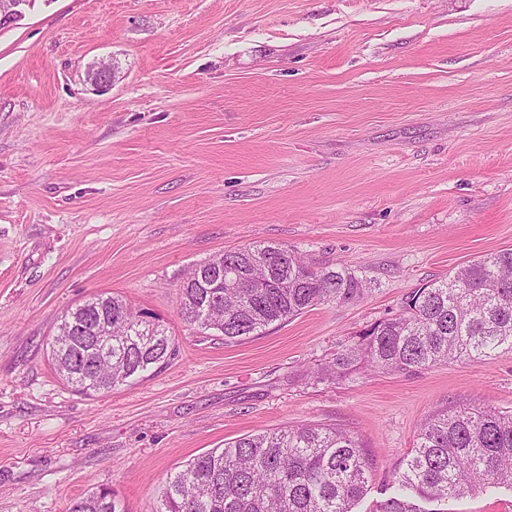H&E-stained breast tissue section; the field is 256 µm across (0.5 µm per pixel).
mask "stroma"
Listing matches in <instances>:
<instances>
[{"instance_id":"1","label":"stroma","mask_w":512,"mask_h":512,"mask_svg":"<svg viewBox=\"0 0 512 512\" xmlns=\"http://www.w3.org/2000/svg\"><path fill=\"white\" fill-rule=\"evenodd\" d=\"M259 242L371 287L239 342L186 323V272ZM510 248L512 0H36L0 29V512H68L102 487L156 512L196 455L302 424L362 440L353 512H374L428 415L512 410V351L310 370ZM101 292L158 319L177 354L86 396L50 342Z\"/></svg>"}]
</instances>
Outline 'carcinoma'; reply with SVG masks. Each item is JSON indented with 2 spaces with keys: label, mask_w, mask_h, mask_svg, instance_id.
I'll return each mask as SVG.
<instances>
[{
  "label": "carcinoma",
  "mask_w": 512,
  "mask_h": 512,
  "mask_svg": "<svg viewBox=\"0 0 512 512\" xmlns=\"http://www.w3.org/2000/svg\"><path fill=\"white\" fill-rule=\"evenodd\" d=\"M253 255L259 265H249ZM224 275L247 274L241 288L223 280L180 285L185 321L239 341L311 307L362 298L367 283L344 268L317 269L277 244L239 248L210 259ZM122 297L95 294L69 310L51 342L60 378L85 395L145 378L177 352L161 324ZM512 350V249L473 260L406 297L401 311L370 325L316 372L337 380L366 366L420 372L451 360L476 362ZM371 461L351 433L306 424L242 436L193 459L166 478L156 512H351L367 489ZM396 495L377 512H425L421 501L460 499L512 487V410L459 405L419 427L415 447L394 473ZM69 512H120L108 488Z\"/></svg>",
  "instance_id": "cac0c4a2"
}]
</instances>
